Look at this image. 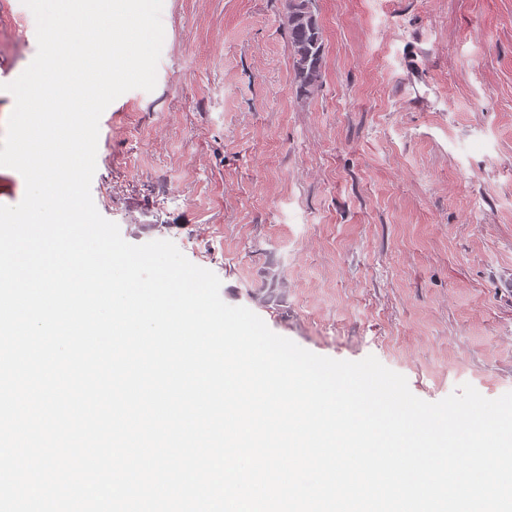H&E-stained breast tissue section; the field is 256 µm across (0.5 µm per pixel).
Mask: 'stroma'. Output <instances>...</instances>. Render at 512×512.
I'll use <instances>...</instances> for the list:
<instances>
[{"label": "stroma", "instance_id": "stroma-1", "mask_svg": "<svg viewBox=\"0 0 512 512\" xmlns=\"http://www.w3.org/2000/svg\"><path fill=\"white\" fill-rule=\"evenodd\" d=\"M283 4L164 0L155 89L100 118L97 210L315 354L375 356L428 402L512 391V0H314L306 98ZM36 53L0 0V136Z\"/></svg>", "mask_w": 512, "mask_h": 512}]
</instances>
